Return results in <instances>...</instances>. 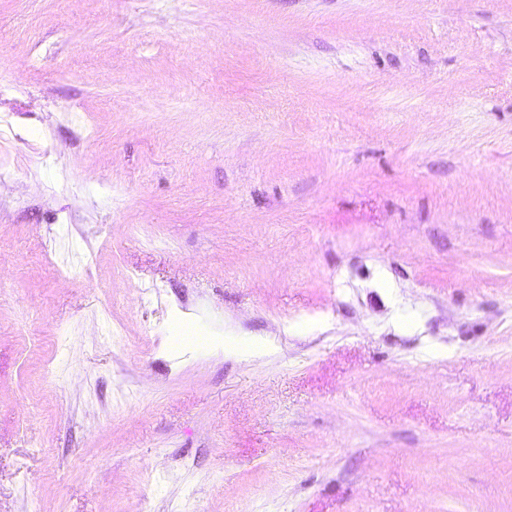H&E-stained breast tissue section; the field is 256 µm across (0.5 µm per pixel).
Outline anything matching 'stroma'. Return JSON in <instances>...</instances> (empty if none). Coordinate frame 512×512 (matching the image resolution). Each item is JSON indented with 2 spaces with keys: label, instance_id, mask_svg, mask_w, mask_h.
Returning a JSON list of instances; mask_svg holds the SVG:
<instances>
[{
  "label": "stroma",
  "instance_id": "obj_1",
  "mask_svg": "<svg viewBox=\"0 0 512 512\" xmlns=\"http://www.w3.org/2000/svg\"><path fill=\"white\" fill-rule=\"evenodd\" d=\"M0 114V512H512V0H0Z\"/></svg>",
  "mask_w": 512,
  "mask_h": 512
}]
</instances>
